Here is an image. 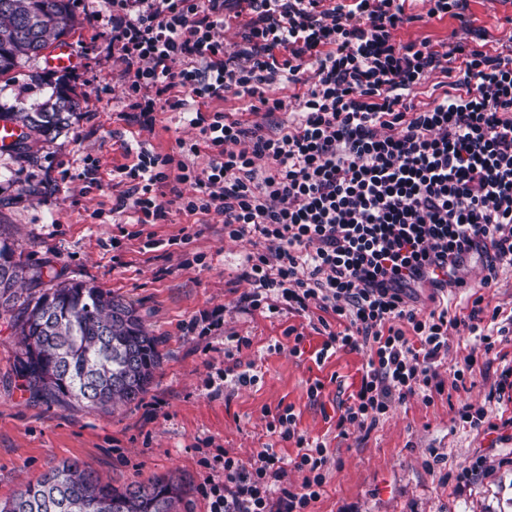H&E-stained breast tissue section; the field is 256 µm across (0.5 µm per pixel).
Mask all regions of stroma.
I'll list each match as a JSON object with an SVG mask.
<instances>
[{"instance_id": "stroma-1", "label": "stroma", "mask_w": 512, "mask_h": 512, "mask_svg": "<svg viewBox=\"0 0 512 512\" xmlns=\"http://www.w3.org/2000/svg\"><path fill=\"white\" fill-rule=\"evenodd\" d=\"M72 9L68 40L78 60L67 81L81 108L55 138L19 155L0 149V243L21 267L131 303L159 338L162 364L138 401L109 414L39 401L19 373L14 324L23 309L0 315V503L75 460L117 487L178 476L188 490L186 512H209L201 489L223 482V454L256 455L270 441L266 409L282 404L294 407L300 432L328 449L324 491L311 512H512V335L486 354L449 329L441 394L393 406L371 430L337 429L366 355L340 349L316 363L324 337L311 321L319 309L303 316L251 306V287L239 274L253 243L225 237L220 216L199 224L175 213L153 225L148 249L127 215L112 216L121 191L115 167L132 163L143 147L178 153L196 131L178 111L159 114L150 131L123 120L125 64L109 45L105 0H73ZM427 10L425 0H408L414 20L394 39L437 45L481 30L494 48L512 50V0H468L461 21L430 19ZM184 230L191 242L172 244ZM231 336L250 344L229 359ZM234 363L253 369L256 383L225 386L224 370ZM317 380L323 389L309 396ZM466 408L481 413L480 426L464 421Z\"/></svg>"}]
</instances>
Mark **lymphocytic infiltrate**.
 Wrapping results in <instances>:
<instances>
[{"label": "lymphocytic infiltrate", "mask_w": 512, "mask_h": 512, "mask_svg": "<svg viewBox=\"0 0 512 512\" xmlns=\"http://www.w3.org/2000/svg\"><path fill=\"white\" fill-rule=\"evenodd\" d=\"M107 3L110 44L126 63L127 120L151 128L190 100L198 131L179 154L144 149L120 166L127 188L113 212L141 225L215 213L228 238L263 240L241 271L251 305L332 313L340 328L326 330L317 361L340 349L368 356L338 428H367L409 397L428 403L442 392L449 326L486 353L494 336L512 333L505 324L487 333L478 297L466 316H450L449 293L469 283L447 277L477 257L486 288L512 266V52L482 35L395 42L392 31L412 21L406 0ZM231 16L243 23L228 45L220 32ZM308 70L314 85L284 118L286 101L264 89L300 85ZM435 71L442 96L414 103L411 92ZM229 90L257 103L266 124L230 118ZM423 287L426 310L416 306ZM267 431L294 442L295 459L270 444L251 463L225 456L223 483L204 491L210 512H308L320 498L325 444L298 431L290 405L276 408ZM292 468L300 485L288 482Z\"/></svg>", "instance_id": "lymphocytic-infiltrate-1"}]
</instances>
